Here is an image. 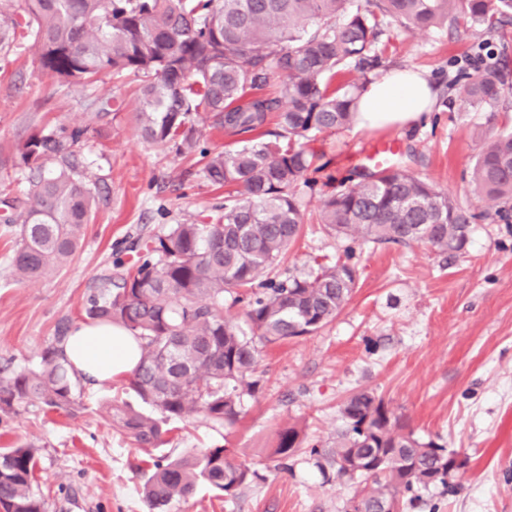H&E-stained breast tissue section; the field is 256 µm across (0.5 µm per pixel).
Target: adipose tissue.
<instances>
[{
  "label": "adipose tissue",
  "instance_id": "ef3b65f1",
  "mask_svg": "<svg viewBox=\"0 0 512 512\" xmlns=\"http://www.w3.org/2000/svg\"><path fill=\"white\" fill-rule=\"evenodd\" d=\"M437 93L420 71H387L362 93L357 124L362 128L403 127L418 121L436 105ZM139 341L119 325L81 322L72 329L64 353L87 385L130 373L139 360Z\"/></svg>",
  "mask_w": 512,
  "mask_h": 512
}]
</instances>
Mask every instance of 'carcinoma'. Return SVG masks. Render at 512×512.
Masks as SVG:
<instances>
[{"label":"carcinoma","instance_id":"cac0c4a2","mask_svg":"<svg viewBox=\"0 0 512 512\" xmlns=\"http://www.w3.org/2000/svg\"><path fill=\"white\" fill-rule=\"evenodd\" d=\"M23 20L0 18V47L31 41L42 70L63 85L110 75H134L136 121L143 138L174 143L201 158L203 176L224 188L215 224H175L146 245L131 264L116 265L89 294L85 316L118 324L141 340L129 388L161 414L118 402L112 426L140 448L165 444L163 420L202 414L235 425L242 401L261 389L260 346L311 335L332 322L351 299L358 269L345 260L316 263L307 273L281 269L304 224L300 185L316 175L336 182L323 197L318 223L352 242L424 244L455 256L469 227L486 216L512 222V132L490 133L470 176L480 212L463 205L407 166L357 167L338 178L331 161L305 142L310 134L348 127L356 102L379 65L377 44L388 22L406 31L471 24L494 30L512 22V0H20ZM474 73L460 70L457 96L496 120L505 73L494 53ZM353 79L331 87L341 73ZM281 77L280 97L256 94ZM214 114L231 135L262 128L278 113L273 141L211 152L193 112ZM86 128L59 125L32 134L19 148L29 169L23 207L8 196L6 219L19 225L11 276H48L76 254L94 196L76 171L75 148ZM242 305L252 337L224 314V295ZM67 329L42 352L36 367H0V412L19 405L68 411L77 404L72 366L63 353ZM342 428L328 445L312 447L325 474L356 485V512H403L413 493L439 485L460 467L456 455L422 442L374 392L359 390L340 406ZM301 448L293 427L278 432L273 454L288 468ZM31 448L0 450V512H47L34 489ZM256 472L222 447L153 461L142 487L152 512H165L200 483L235 497Z\"/></svg>","mask_w":512,"mask_h":512}]
</instances>
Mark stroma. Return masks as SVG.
Instances as JSON below:
<instances>
[{
  "label": "stroma",
  "mask_w": 512,
  "mask_h": 512,
  "mask_svg": "<svg viewBox=\"0 0 512 512\" xmlns=\"http://www.w3.org/2000/svg\"><path fill=\"white\" fill-rule=\"evenodd\" d=\"M383 69L428 74L440 101L429 121L402 129L349 128L318 135L314 147L337 167L353 166L371 139L414 150L412 169L463 204L482 209L469 171L485 115L447 105L448 82L474 70L488 45L507 71L498 126L512 129V26H443L411 34L390 26ZM136 78L63 86L47 76L28 40L0 49V193L24 198L28 168L18 149L59 124L89 127L76 147L79 171L95 204L74 258L55 274L20 283L11 274L17 227L0 220V364L32 366L62 326L85 321V299L116 258L172 225L205 221L224 191L211 185L194 156L174 144L146 142L134 116ZM345 239L307 223L283 264L300 272L342 256ZM356 288L336 319L318 332L263 348L256 397H244L234 427L204 417L170 420L161 452L174 458L221 446L258 473L237 498L198 486L167 512H344L355 486L327 479L310 444L332 441L340 404L367 389L401 415L424 442L454 452L460 467L450 489L422 492L407 512H512V224L489 218L471 225L466 250L451 257L425 245L355 246ZM119 399L143 404L126 378L81 387L71 413L19 406L0 414V448L30 445L38 491L48 512H148L142 485L152 465L112 427L107 409ZM296 428L304 445L277 467V434Z\"/></svg>",
  "instance_id": "35a3bbf8"
}]
</instances>
